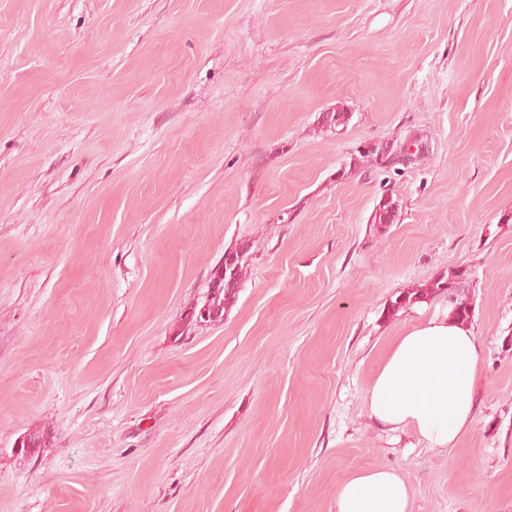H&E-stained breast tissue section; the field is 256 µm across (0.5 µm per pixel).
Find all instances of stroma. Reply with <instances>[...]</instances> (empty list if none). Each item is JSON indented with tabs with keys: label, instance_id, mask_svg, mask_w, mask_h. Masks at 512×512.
<instances>
[{
	"label": "stroma",
	"instance_id": "35a3bbf8",
	"mask_svg": "<svg viewBox=\"0 0 512 512\" xmlns=\"http://www.w3.org/2000/svg\"><path fill=\"white\" fill-rule=\"evenodd\" d=\"M460 265L477 407L432 449L368 389ZM382 467L512 512V0H0V512H336ZM242 253V250H233L230 254H235L236 260L230 263L229 250H226L223 263L216 265L212 269L211 296L206 302L210 306L212 317L207 320L201 318L204 321H214L221 318L226 306L234 301L244 263L247 261V258ZM453 276L452 270H448V277H442L438 280H434L426 285L425 288L412 289L411 292L403 291L395 299L392 305L393 311H398L404 307H408L415 303L427 302L423 299L430 300L435 299L438 296L445 294L442 292V285L448 283V279ZM447 294V293H446Z\"/></svg>",
	"mask_w": 512,
	"mask_h": 512
}]
</instances>
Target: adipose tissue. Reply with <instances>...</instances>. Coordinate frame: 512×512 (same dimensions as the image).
Listing matches in <instances>:
<instances>
[{
	"label": "adipose tissue",
	"mask_w": 512,
	"mask_h": 512,
	"mask_svg": "<svg viewBox=\"0 0 512 512\" xmlns=\"http://www.w3.org/2000/svg\"><path fill=\"white\" fill-rule=\"evenodd\" d=\"M476 337L450 308L414 322L387 351L368 389L371 417L412 429L431 448H451L475 417ZM408 483L392 468L357 472L339 491L337 512H410Z\"/></svg>",
	"instance_id": "obj_1"
}]
</instances>
